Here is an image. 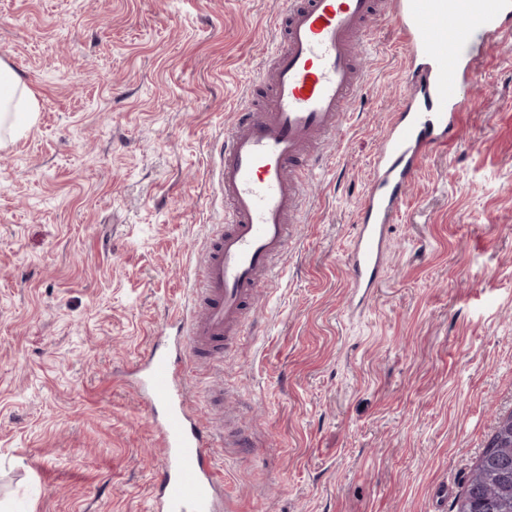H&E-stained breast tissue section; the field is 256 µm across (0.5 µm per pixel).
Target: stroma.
Listing matches in <instances>:
<instances>
[{"label":"stroma","mask_w":512,"mask_h":512,"mask_svg":"<svg viewBox=\"0 0 512 512\" xmlns=\"http://www.w3.org/2000/svg\"><path fill=\"white\" fill-rule=\"evenodd\" d=\"M284 0H0V60L34 123L0 147V512H149L163 449L134 384L184 311L224 199L212 158L277 40ZM366 86L306 187L279 282L216 380L248 448H218L224 512H436L512 412V37L430 151L383 278L350 302L345 254L406 90L391 15Z\"/></svg>","instance_id":"obj_1"}]
</instances>
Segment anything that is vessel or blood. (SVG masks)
Returning a JSON list of instances; mask_svg holds the SVG:
<instances>
[{
	"mask_svg": "<svg viewBox=\"0 0 512 512\" xmlns=\"http://www.w3.org/2000/svg\"><path fill=\"white\" fill-rule=\"evenodd\" d=\"M387 10L407 48V92L374 156L345 259L361 301L380 283L392 218L426 150L458 135L471 69L492 39L512 33V0H288L283 37L258 74L265 101L241 110L220 141L215 171L224 218L199 263L187 311L137 367L163 449L156 512L224 508V475L212 450L246 447L248 437L233 413L214 429L201 427L187 365L233 349L254 296L278 279L306 185L323 164L312 147L335 137L363 91L355 51Z\"/></svg>",
	"mask_w": 512,
	"mask_h": 512,
	"instance_id": "b4317fda",
	"label": "vessel or blood"
}]
</instances>
